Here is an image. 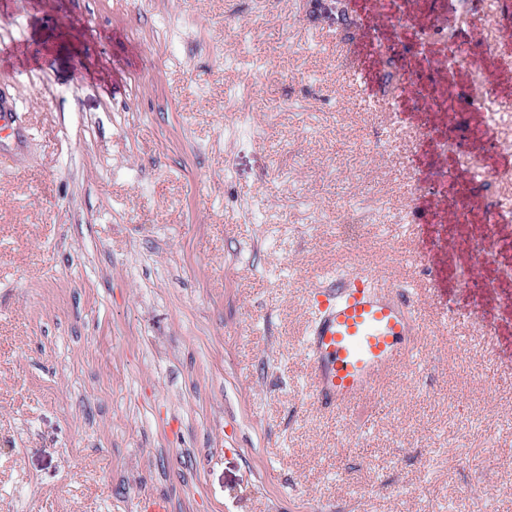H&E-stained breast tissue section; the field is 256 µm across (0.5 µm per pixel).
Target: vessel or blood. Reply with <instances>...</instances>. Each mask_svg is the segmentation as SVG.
I'll return each mask as SVG.
<instances>
[{
	"label": "vessel or blood",
	"instance_id": "obj_1",
	"mask_svg": "<svg viewBox=\"0 0 512 512\" xmlns=\"http://www.w3.org/2000/svg\"><path fill=\"white\" fill-rule=\"evenodd\" d=\"M304 344L310 389L322 409L346 411L417 355L425 325L415 292L360 268L322 279Z\"/></svg>",
	"mask_w": 512,
	"mask_h": 512
}]
</instances>
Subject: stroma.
<instances>
[{"label": "stroma", "instance_id": "1", "mask_svg": "<svg viewBox=\"0 0 512 512\" xmlns=\"http://www.w3.org/2000/svg\"><path fill=\"white\" fill-rule=\"evenodd\" d=\"M356 2L0 0V512H512V250L476 256L512 234L508 0L459 24L475 162L412 83L366 92L421 25ZM452 171L500 223L457 233ZM359 267L416 286L428 348L328 415L308 296Z\"/></svg>", "mask_w": 512, "mask_h": 512}]
</instances>
